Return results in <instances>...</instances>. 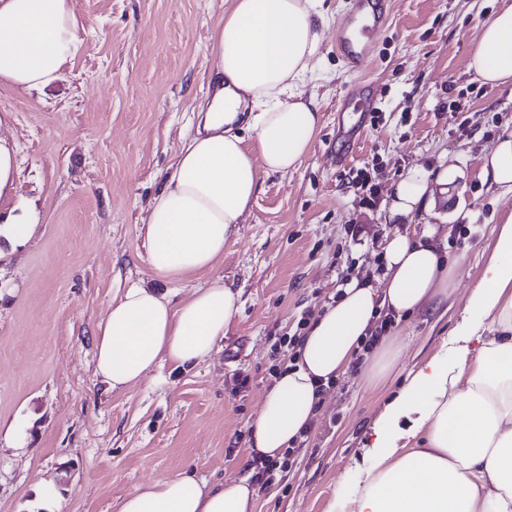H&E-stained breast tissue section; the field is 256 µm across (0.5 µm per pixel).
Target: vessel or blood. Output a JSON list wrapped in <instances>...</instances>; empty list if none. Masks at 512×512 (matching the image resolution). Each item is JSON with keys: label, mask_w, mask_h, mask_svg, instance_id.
Masks as SVG:
<instances>
[{"label": "vessel or blood", "mask_w": 512, "mask_h": 512, "mask_svg": "<svg viewBox=\"0 0 512 512\" xmlns=\"http://www.w3.org/2000/svg\"><path fill=\"white\" fill-rule=\"evenodd\" d=\"M389 16V0H351L348 13L337 22L333 34L336 50L350 70H358L371 57L374 37L387 24ZM365 91V85H355L344 106L356 119L337 126L336 138L342 143L336 152L339 162H346L350 148L360 141L368 126L372 107L364 102Z\"/></svg>", "instance_id": "b4317fda"}]
</instances>
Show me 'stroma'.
Returning a JSON list of instances; mask_svg holds the SVG:
<instances>
[{"mask_svg":"<svg viewBox=\"0 0 512 512\" xmlns=\"http://www.w3.org/2000/svg\"><path fill=\"white\" fill-rule=\"evenodd\" d=\"M391 2L360 73L325 30L304 87L322 116L305 161L264 178L215 269L178 278L150 265L145 221L207 99L226 0H74L83 47L62 79L43 95L0 87L9 113L0 133L16 143L19 168L0 215L38 213L30 237L0 236V512H118L136 487L184 470L212 484L248 476V424L272 366L288 358L278 338L332 303L344 277L380 286L389 240L429 225L456 264L453 292L390 331L405 339L404 369L447 352L494 228L512 214V195L483 178L487 152L512 130V84H482L468 69L496 0ZM360 82L379 119L340 166L336 108ZM361 170L376 187L371 206L355 182ZM415 172L432 176L431 195L392 213ZM218 278L241 289L242 309L212 354L108 389L94 345L112 299L138 284L178 301ZM400 388L395 379L366 389L355 370L330 384L257 512H337V484L354 489L370 428Z\"/></svg>","mask_w":512,"mask_h":512,"instance_id":"1","label":"stroma"}]
</instances>
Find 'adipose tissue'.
<instances>
[{"label":"adipose tissue","instance_id":"adipose-tissue-1","mask_svg":"<svg viewBox=\"0 0 512 512\" xmlns=\"http://www.w3.org/2000/svg\"><path fill=\"white\" fill-rule=\"evenodd\" d=\"M230 2L209 49L215 90L149 208V260L167 276L212 269L264 177L297 169L320 128L316 100L302 87L328 25L323 0ZM81 47L74 0H0V85L45 92ZM468 68L482 83H512V0H500L481 24ZM241 120L254 149L233 129ZM484 176L512 193V132L486 156ZM434 236L431 229L421 239L395 236L382 287L352 279L314 318L250 424L251 455L282 458L310 430L322 387L350 369L360 368L371 390L393 378L402 337H381L363 366L362 343L380 313L402 319L447 299L453 269ZM240 309V292L219 280L177 305L153 288H126L99 329L97 372L119 390L162 363L199 362ZM407 415L413 424L400 429ZM414 437L418 447H405ZM367 455L356 491L336 489L352 512H512V215L497 228L447 356L408 373L373 423ZM256 498L248 479L210 485L182 472L137 487L118 512H255Z\"/></svg>","mask_w":512,"mask_h":512}]
</instances>
